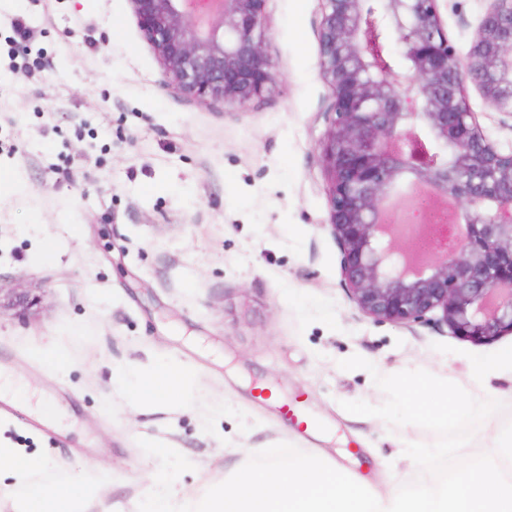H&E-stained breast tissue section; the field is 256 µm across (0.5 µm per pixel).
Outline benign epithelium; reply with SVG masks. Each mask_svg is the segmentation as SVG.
<instances>
[{
	"mask_svg": "<svg viewBox=\"0 0 512 512\" xmlns=\"http://www.w3.org/2000/svg\"><path fill=\"white\" fill-rule=\"evenodd\" d=\"M168 85L244 106L273 85L266 0H129ZM438 0H320L319 70L332 91L321 162L341 281L375 323L512 334V151L486 137L466 83L512 120V0H490L466 57ZM426 185L455 202L451 244L386 224V202Z\"/></svg>",
	"mask_w": 512,
	"mask_h": 512,
	"instance_id": "benign-epithelium-1",
	"label": "benign epithelium"
}]
</instances>
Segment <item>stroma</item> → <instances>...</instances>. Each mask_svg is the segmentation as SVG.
I'll return each instance as SVG.
<instances>
[{
	"label": "stroma",
	"mask_w": 512,
	"mask_h": 512,
	"mask_svg": "<svg viewBox=\"0 0 512 512\" xmlns=\"http://www.w3.org/2000/svg\"><path fill=\"white\" fill-rule=\"evenodd\" d=\"M438 7L466 56L488 0ZM266 15L277 81L239 109L167 86L128 0H0V298L27 296L0 312V371L23 387L0 399V448L40 459L41 483L98 469L112 512H137L154 487L142 438L192 463L181 488L220 477L233 449L280 442L383 490L413 481L404 446L436 434L346 412L386 396L339 361L463 387L470 354L512 346L375 323L347 298L320 160V3L267 0ZM465 96L512 149L481 91ZM169 361L189 374L190 404L152 410L116 380ZM40 400L56 420H37Z\"/></svg>",
	"instance_id": "obj_1"
}]
</instances>
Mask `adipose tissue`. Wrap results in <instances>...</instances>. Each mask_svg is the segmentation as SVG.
I'll return each mask as SVG.
<instances>
[{"instance_id": "1", "label": "adipose tissue", "mask_w": 512, "mask_h": 512, "mask_svg": "<svg viewBox=\"0 0 512 512\" xmlns=\"http://www.w3.org/2000/svg\"><path fill=\"white\" fill-rule=\"evenodd\" d=\"M186 372L179 366L167 365L139 376L138 393L145 401L163 405L187 399ZM0 467L5 468L13 485L19 488L14 512H86L82 508L83 487L100 484V477L87 476L84 484L69 481L41 486L34 480L41 463L33 457L19 456L15 449L0 448Z\"/></svg>"}]
</instances>
